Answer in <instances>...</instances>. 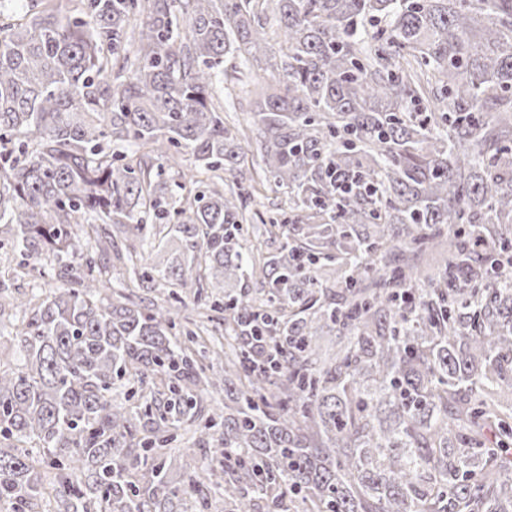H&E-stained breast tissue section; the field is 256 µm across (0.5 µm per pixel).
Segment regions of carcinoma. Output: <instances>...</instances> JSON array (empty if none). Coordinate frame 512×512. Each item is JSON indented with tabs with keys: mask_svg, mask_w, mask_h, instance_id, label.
<instances>
[{
	"mask_svg": "<svg viewBox=\"0 0 512 512\" xmlns=\"http://www.w3.org/2000/svg\"><path fill=\"white\" fill-rule=\"evenodd\" d=\"M6 246L5 512H512V0H0ZM224 71L228 78V83L226 84V86L230 89L234 86L236 92H238V87L241 86V83L237 82L236 79H233L230 82L231 75L235 77H240L245 82L247 80H250L251 77H255L257 73L262 74V72L259 71L256 67H250L249 65L246 66L244 63L241 62L240 59L232 57H225ZM250 100L251 97L236 96L235 94L232 97H226L222 92L218 93V101L221 106L224 105V117H228L229 120L231 118L242 120L246 116V112H250ZM254 195L258 203L257 208L260 211H275L278 207L284 205L286 197L281 192H276L270 188L267 183L256 184ZM189 423L186 422L182 425L178 432V439L172 446H175L173 451L176 454L182 455L183 460L193 465L200 460L201 454L197 449L198 445L195 444L194 438H192L194 427L189 425Z\"/></svg>",
	"mask_w": 512,
	"mask_h": 512,
	"instance_id": "carcinoma-1",
	"label": "carcinoma"
}]
</instances>
